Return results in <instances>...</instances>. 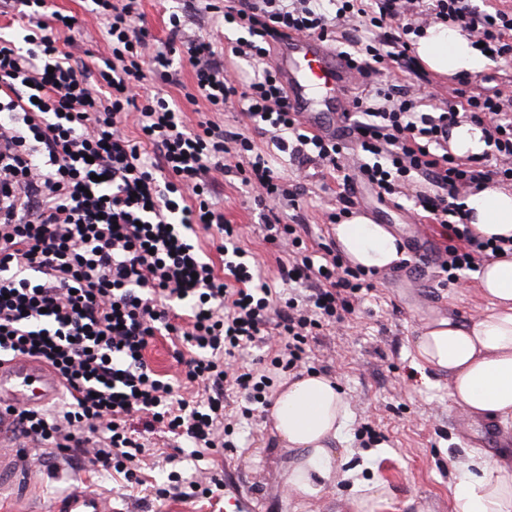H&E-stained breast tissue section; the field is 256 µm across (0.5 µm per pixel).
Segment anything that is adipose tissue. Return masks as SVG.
<instances>
[{
	"label": "adipose tissue",
	"mask_w": 512,
	"mask_h": 512,
	"mask_svg": "<svg viewBox=\"0 0 512 512\" xmlns=\"http://www.w3.org/2000/svg\"><path fill=\"white\" fill-rule=\"evenodd\" d=\"M422 67L454 77L474 73L483 59L455 28L436 24L415 45ZM467 222L478 235L512 238V190L484 186L466 200ZM341 253L354 265L376 271L404 259L402 240L384 224L355 213L333 225ZM486 307L478 316L428 317L412 342L413 366L448 382L452 402L470 419L490 420L512 432V255L486 262L477 274ZM278 442L291 450L284 473L287 492L319 494L341 473L336 447L347 404L332 380L311 374L281 383L269 413ZM453 491L452 512H512V461L471 444Z\"/></svg>",
	"instance_id": "ef3b65f1"
}]
</instances>
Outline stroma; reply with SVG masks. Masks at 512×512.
Listing matches in <instances>:
<instances>
[{
  "label": "stroma",
  "mask_w": 512,
  "mask_h": 512,
  "mask_svg": "<svg viewBox=\"0 0 512 512\" xmlns=\"http://www.w3.org/2000/svg\"><path fill=\"white\" fill-rule=\"evenodd\" d=\"M52 9L76 15L82 23L74 56L95 65L104 51L105 26L89 15L84 0H48ZM279 169L290 182H302L308 191L304 208L310 229V250L331 244L325 211L337 205V177L297 172L287 159ZM353 211L388 225L403 242L405 258L398 267L378 273L376 290L357 303L338 327L324 328L310 343L312 366L340 387L349 418L340 447L349 460L335 484L315 498L287 493L283 473L289 455L280 448L268 413H255L236 426V452L184 453L176 467L186 474L220 470L224 489L220 498L206 500L177 494L154 498V485H163L173 466L166 457L172 442L163 433L146 434L149 451L144 470L147 483L131 486L111 473L75 467L70 456L57 455L48 462L22 471L18 507L41 512L61 496L74 480L85 481L93 491L110 496L117 512H451L452 493L459 467L466 456L463 442L477 432L485 447L503 450L502 433L494 422L473 424L448 396L444 381L423 383L411 362V341L425 318L453 313L466 319L479 314L484 300L476 276L461 285L438 287L432 260L448 244L445 231L427 219L407 213L416 191H430L424 179H415L398 202H380L363 181L353 182ZM225 220L240 227V245L260 264L273 286H280V251L267 244L259 231L264 210L257 206L237 172L224 174L213 197ZM381 493L371 497L372 486Z\"/></svg>",
  "instance_id": "35a3bbf8"
}]
</instances>
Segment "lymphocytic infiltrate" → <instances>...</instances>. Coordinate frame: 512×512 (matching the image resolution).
I'll return each mask as SVG.
<instances>
[{"label":"lymphocytic infiltrate","instance_id":"obj_1","mask_svg":"<svg viewBox=\"0 0 512 512\" xmlns=\"http://www.w3.org/2000/svg\"><path fill=\"white\" fill-rule=\"evenodd\" d=\"M89 2L106 22L108 48L93 75L68 50L79 22L46 0H12L19 35L0 38V356L44 361L66 388L58 409L13 411L15 435L45 455L78 448L94 466L137 479V418L146 431L195 448L235 450L225 386L243 395L244 417L269 407L272 371L305 368L310 340L374 290V271L350 266L335 247L320 265L305 253L306 189L273 164L285 153L341 172L344 159L342 141L308 131L288 103L271 54L285 35L348 43L351 81L367 88L343 115L366 157L359 173L382 202L416 176L434 187L414 203L448 231L443 284L512 252L511 238L476 234L460 201L481 185L512 182V93L496 88V75H484L477 92L462 76L447 108L427 111L409 43L420 0H197L209 24L240 30L225 50L187 15L170 12V36L157 43L140 0ZM430 2L433 19L484 44L491 60L512 62L511 10ZM230 56L249 64L245 78L231 74ZM184 66L191 82L183 98L207 106L193 121L174 99L145 91L148 78L172 83ZM230 102L246 132L214 120ZM462 114L481 126L486 144L465 161L448 151V129ZM257 134L268 136L269 151L257 152ZM229 158L266 209L265 240L293 255L279 267L281 280L305 294L285 298L272 288L237 245L238 229L215 210L213 176ZM198 231L217 238L223 270L193 242ZM160 331L182 342L181 381L202 387L204 401L176 394L146 363ZM272 339L278 347L264 370L242 365L249 348ZM85 429L93 444L81 438Z\"/></svg>","mask_w":512,"mask_h":512}]
</instances>
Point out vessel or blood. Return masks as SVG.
<instances>
[{
	"mask_svg": "<svg viewBox=\"0 0 512 512\" xmlns=\"http://www.w3.org/2000/svg\"><path fill=\"white\" fill-rule=\"evenodd\" d=\"M276 63L288 88L291 106L309 128L320 130L312 104L315 99L343 93L346 66L315 36L288 38ZM60 393V379L47 364L21 357L0 359V512H12L14 500L4 496L3 491L16 486L17 473L24 468L19 444L12 433V408L39 407ZM51 512H112V507L105 496L87 491L77 481L63 496L53 500Z\"/></svg>",
	"mask_w": 512,
	"mask_h": 512,
	"instance_id": "vessel-or-blood-1",
	"label": "vessel or blood"
}]
</instances>
